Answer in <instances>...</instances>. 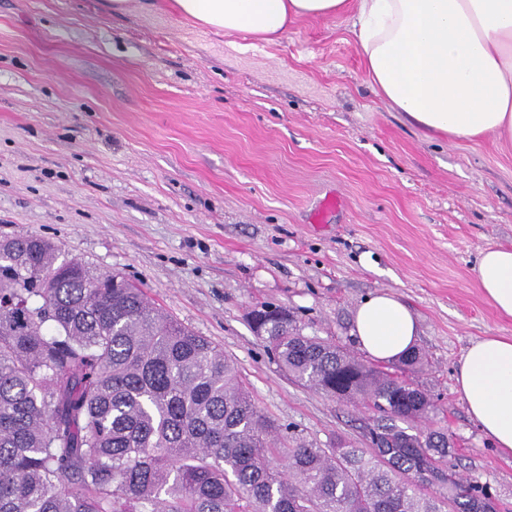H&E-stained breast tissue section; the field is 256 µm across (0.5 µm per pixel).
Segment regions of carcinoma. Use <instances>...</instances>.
Returning <instances> with one entry per match:
<instances>
[{"label": "carcinoma", "instance_id": "cac0c4a2", "mask_svg": "<svg viewBox=\"0 0 512 512\" xmlns=\"http://www.w3.org/2000/svg\"><path fill=\"white\" fill-rule=\"evenodd\" d=\"M280 368L366 414L357 448L288 436L224 352L145 291L34 234L0 236V512H495L448 481V434L412 379L250 315Z\"/></svg>", "mask_w": 512, "mask_h": 512}]
</instances>
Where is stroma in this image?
Listing matches in <instances>:
<instances>
[{
  "instance_id": "obj_1",
  "label": "stroma",
  "mask_w": 512,
  "mask_h": 512,
  "mask_svg": "<svg viewBox=\"0 0 512 512\" xmlns=\"http://www.w3.org/2000/svg\"><path fill=\"white\" fill-rule=\"evenodd\" d=\"M31 233L142 285L223 350L259 410L324 448L362 446L361 412L288 376L247 317L287 306L363 359L358 306L397 295L450 463L512 512V454L455 387L472 342L512 336L474 272L483 248L512 247V146L429 135L382 99L351 17L265 43L158 0H0V235Z\"/></svg>"
}]
</instances>
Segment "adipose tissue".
Here are the masks:
<instances>
[{
    "label": "adipose tissue",
    "mask_w": 512,
    "mask_h": 512,
    "mask_svg": "<svg viewBox=\"0 0 512 512\" xmlns=\"http://www.w3.org/2000/svg\"><path fill=\"white\" fill-rule=\"evenodd\" d=\"M183 17L273 42L299 17L354 13L368 81L421 130L447 139L512 143V0H173ZM485 298L512 317V249L480 251ZM355 334L374 359L414 347L417 323L395 295H369ZM467 412L496 448L512 453V337L472 343L456 369Z\"/></svg>",
    "instance_id": "ef3b65f1"
}]
</instances>
